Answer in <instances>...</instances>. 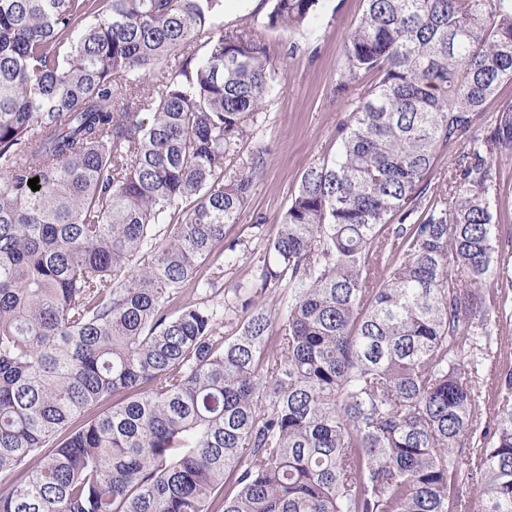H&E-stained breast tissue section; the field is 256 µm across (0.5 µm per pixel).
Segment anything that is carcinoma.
Masks as SVG:
<instances>
[{"instance_id": "carcinoma-1", "label": "carcinoma", "mask_w": 512, "mask_h": 512, "mask_svg": "<svg viewBox=\"0 0 512 512\" xmlns=\"http://www.w3.org/2000/svg\"><path fill=\"white\" fill-rule=\"evenodd\" d=\"M267 2L288 32L322 0ZM223 11L0 0V512H462L465 485L512 512V370L482 375L512 108L480 123L512 0H366L336 94L374 80L216 301L202 268L235 261L266 159L232 163L282 76Z\"/></svg>"}]
</instances>
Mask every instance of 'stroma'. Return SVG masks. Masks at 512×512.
<instances>
[{
	"mask_svg": "<svg viewBox=\"0 0 512 512\" xmlns=\"http://www.w3.org/2000/svg\"><path fill=\"white\" fill-rule=\"evenodd\" d=\"M365 8V0H323L318 18L302 31L258 28L283 77L268 98L265 121L245 144L249 151L265 149L267 163L250 214L225 228L224 240L235 243L238 255L236 264L224 269L225 287L245 275L248 251L263 245L253 236L251 213L262 214L267 226L279 223L304 169L335 153L336 126L346 110L343 98L334 92L342 67L341 49ZM493 168L495 219L504 235L512 237V154L494 158Z\"/></svg>",
	"mask_w": 512,
	"mask_h": 512,
	"instance_id": "stroma-1",
	"label": "stroma"
}]
</instances>
